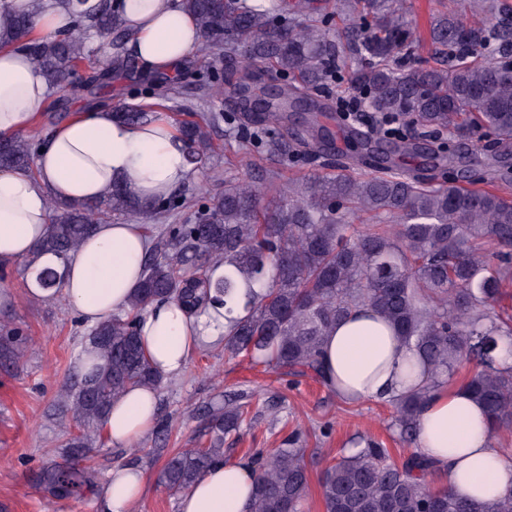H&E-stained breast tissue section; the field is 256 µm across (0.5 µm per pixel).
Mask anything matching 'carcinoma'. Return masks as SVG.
Wrapping results in <instances>:
<instances>
[{
    "instance_id": "cac0c4a2",
    "label": "carcinoma",
    "mask_w": 512,
    "mask_h": 512,
    "mask_svg": "<svg viewBox=\"0 0 512 512\" xmlns=\"http://www.w3.org/2000/svg\"><path fill=\"white\" fill-rule=\"evenodd\" d=\"M362 20L350 25L347 45L355 52L354 73L364 104L373 112L424 129L418 138L389 134L372 140L354 133L361 157L336 160V175L281 181L272 171L266 198L250 180L226 179L224 192L199 204L180 195L142 201L117 188L106 198L84 203L49 204L48 233L40 253L66 256L112 215L137 220L190 205L194 220L167 224L144 261V276L129 309L97 324L86 344L103 363L66 387L64 403L79 434L70 438V466L49 465L41 482L66 496L89 481L79 466L93 440L85 429L99 424L112 402L135 386L159 388L139 343L142 315L156 300H173L188 315L214 304L224 306L229 329L224 355L265 364L293 378L311 376L326 383L320 368L324 338L353 310L380 312L429 369L423 381L386 402L400 438L415 446L396 460L383 442L364 446L326 466L320 492L325 512H512V493L483 502L462 498L449 487L432 489L425 477L433 464L416 448L422 405L448 384L465 364L476 370L464 381L492 419L493 433L512 429V316L496 310L502 288L512 281V199L492 189L469 188L452 176L403 173L398 157L424 152L453 162L438 139L443 132L481 143L512 145V5L495 3L498 20L487 29L467 19L471 5L432 14L429 39L434 66L407 58L417 41L402 0H356ZM202 39L200 51L224 47V73L206 77L205 97L223 100V86L236 89L233 116L248 135L284 126L296 98L313 106L318 135L283 139L282 154L309 156L324 151L329 131L319 117L332 111L314 96L337 74L345 51L332 41L329 18H312L313 0H182ZM43 7L0 22V47L29 50L39 74L54 91H83L91 98L112 86L114 71L127 69L124 45L129 34L99 0L91 11L76 12L74 26L41 41L29 33ZM499 41L497 56L481 59L489 37ZM108 43L110 55L84 75L88 43ZM288 74L279 93L261 86L267 66ZM151 106L120 109L119 117L147 121ZM224 118L211 112L203 121L179 122L188 162L200 168L213 150L209 128ZM39 140L21 132L0 140V169L30 172ZM224 276L215 278L216 265ZM36 284L61 295V274L49 267ZM246 289L240 293V289ZM13 329L0 326V364L17 365L25 347ZM244 395L207 413L209 439L201 448L169 456L160 483L175 495L188 490L213 464L224 460V437L247 420ZM299 434L288 436L270 456L257 455L252 512H300L309 474L298 448Z\"/></svg>"
}]
</instances>
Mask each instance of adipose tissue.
<instances>
[{
  "label": "adipose tissue",
  "instance_id": "1",
  "mask_svg": "<svg viewBox=\"0 0 512 512\" xmlns=\"http://www.w3.org/2000/svg\"><path fill=\"white\" fill-rule=\"evenodd\" d=\"M120 17L132 38L128 51L143 74L175 75L201 43L195 21L180 0H123ZM51 95L32 57L0 48V138L37 128ZM35 176L0 171V265L34 259L64 275L63 291L82 321L96 325L124 312L143 278V260L153 242L143 225L100 224L78 250L61 258L35 256L46 235L48 201L90 202L114 185L143 199L173 195L195 180L178 129L166 113L149 123L130 124L111 108L75 107L43 137ZM141 339L157 373L178 377L205 345L221 344L223 310L188 317L176 303L147 308ZM327 382L340 398L357 402L408 389L424 367L401 336L379 314L355 311L322 344ZM156 389L130 388L101 423L110 444L129 448L157 423ZM420 451L462 497L494 501L512 491V461L492 443V423L483 406L461 385L432 393L417 422ZM256 469L252 462L218 463L184 492L180 512H250ZM146 486L136 466H114L98 497L99 512H132Z\"/></svg>",
  "mask_w": 512,
  "mask_h": 512
}]
</instances>
